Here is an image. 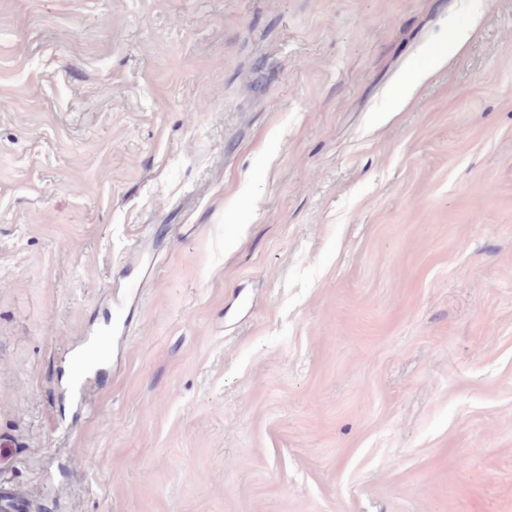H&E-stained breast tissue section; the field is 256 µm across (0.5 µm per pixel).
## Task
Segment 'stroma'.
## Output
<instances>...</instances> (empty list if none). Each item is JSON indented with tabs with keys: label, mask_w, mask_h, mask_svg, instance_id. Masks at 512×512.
<instances>
[{
	"label": "stroma",
	"mask_w": 512,
	"mask_h": 512,
	"mask_svg": "<svg viewBox=\"0 0 512 512\" xmlns=\"http://www.w3.org/2000/svg\"><path fill=\"white\" fill-rule=\"evenodd\" d=\"M1 487L512 512V0H0ZM448 57V49L445 48L444 50H436L434 51L430 58L428 63L416 70L412 73L410 78L407 80L404 86V92L410 93L412 90L419 85L422 81H424L431 72L438 67L440 64H442Z\"/></svg>",
	"instance_id": "1"
}]
</instances>
